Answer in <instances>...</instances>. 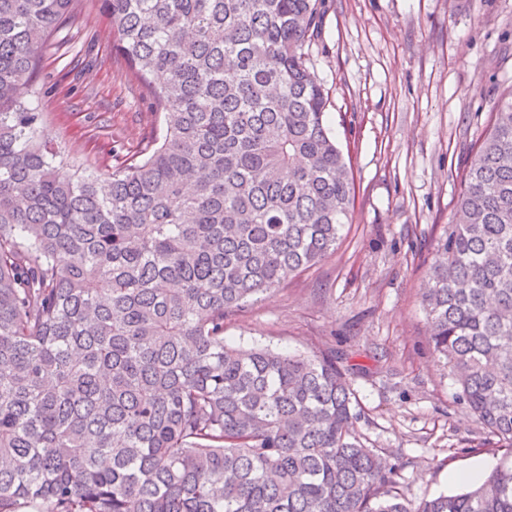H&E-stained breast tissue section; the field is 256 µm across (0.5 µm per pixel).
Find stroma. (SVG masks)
I'll list each match as a JSON object with an SVG mask.
<instances>
[{
  "mask_svg": "<svg viewBox=\"0 0 512 512\" xmlns=\"http://www.w3.org/2000/svg\"><path fill=\"white\" fill-rule=\"evenodd\" d=\"M309 66L348 153L351 222L336 251L227 325L236 346L343 353L357 431L400 464L418 503L459 492L448 474L500 453L428 346L420 289L462 178L512 86V0H323ZM50 147L103 172L159 130L113 46L101 0H84L34 78Z\"/></svg>",
  "mask_w": 512,
  "mask_h": 512,
  "instance_id": "stroma-1",
  "label": "stroma"
}]
</instances>
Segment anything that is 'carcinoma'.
Instances as JSON below:
<instances>
[{
  "instance_id": "1",
  "label": "carcinoma",
  "mask_w": 512,
  "mask_h": 512,
  "mask_svg": "<svg viewBox=\"0 0 512 512\" xmlns=\"http://www.w3.org/2000/svg\"><path fill=\"white\" fill-rule=\"evenodd\" d=\"M322 2L102 0L161 128L95 174L42 144L32 80L81 0H0V512H512V89L421 294L496 469L414 504L335 352L224 337L351 218Z\"/></svg>"
}]
</instances>
